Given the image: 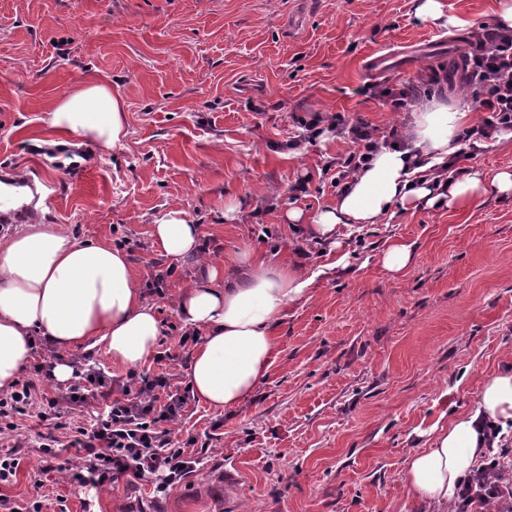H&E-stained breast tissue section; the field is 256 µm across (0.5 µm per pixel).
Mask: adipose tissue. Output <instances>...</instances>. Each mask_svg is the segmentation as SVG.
I'll return each instance as SVG.
<instances>
[{"label":"adipose tissue","mask_w":512,"mask_h":512,"mask_svg":"<svg viewBox=\"0 0 512 512\" xmlns=\"http://www.w3.org/2000/svg\"><path fill=\"white\" fill-rule=\"evenodd\" d=\"M463 119V113L429 99L411 113L405 146L381 148L334 205L310 217L290 210L288 222L305 223L314 239L332 242L340 226L377 224L398 209L438 202L465 207L486 195H512L510 169H472L440 185L429 166L411 167L416 154L439 165L459 153ZM48 122L59 133L104 150L121 145L128 135L123 99L99 78L86 79L62 96ZM153 237L172 259L201 246L196 225L179 209L155 221ZM310 284L300 263L244 259L234 273L223 276L211 267L186 288L178 301L179 318L203 336L188 364L193 397L217 409L241 407L276 361L275 329L286 304L302 297ZM159 335L155 309L124 252L79 241L58 224H29L0 237V389L28 365L35 337L59 353L101 348L137 368L153 357ZM492 424H512V366L483 383L474 410L432 427L429 447L411 457L403 479L421 512L454 499L460 481L485 455Z\"/></svg>","instance_id":"adipose-tissue-1"}]
</instances>
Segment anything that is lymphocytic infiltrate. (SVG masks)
<instances>
[{
  "mask_svg": "<svg viewBox=\"0 0 512 512\" xmlns=\"http://www.w3.org/2000/svg\"><path fill=\"white\" fill-rule=\"evenodd\" d=\"M468 73L463 83L483 117L462 130L461 141L492 139L512 130V30L484 26L482 36L466 54ZM301 142L322 136L326 128L354 140L353 151L336 156V181L346 187L354 175L369 165L381 141L368 123L344 113H310L300 119ZM60 356L41 358L27 376L0 391V435L16 431L21 419L37 416L51 421L52 430L41 437L42 454L55 460V469L68 481L91 490L115 483L120 477L145 482L164 492L180 485L201 463L197 437L180 438L174 426L181 422L191 401L189 387L174 384L169 372L158 374L129 370L113 380L92 355L71 357L73 380L68 386L53 383ZM84 451L86 466L76 470L61 460L60 451ZM500 456L486 457L475 474L465 478L458 493L459 512H483L491 501H512V489L497 479Z\"/></svg>",
  "mask_w": 512,
  "mask_h": 512,
  "instance_id": "f902f5d3",
  "label": "lymphocytic infiltrate"
}]
</instances>
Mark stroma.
I'll return each mask as SVG.
<instances>
[{
    "label": "stroma",
    "mask_w": 512,
    "mask_h": 512,
    "mask_svg": "<svg viewBox=\"0 0 512 512\" xmlns=\"http://www.w3.org/2000/svg\"><path fill=\"white\" fill-rule=\"evenodd\" d=\"M464 29L415 19L412 0H0V170L56 186L42 220L81 241H125L139 283L171 269L151 296L159 349L178 346L177 303L203 266L242 256L294 259L305 234L288 210L312 215L338 196L330 165L354 150L328 133L290 149L295 116L342 112L406 130L409 112L371 97L366 56L393 42H451L387 76L447 75L464 42L490 23L494 0H444ZM301 26H293V18ZM127 105L128 136L109 151L66 143L48 112L87 77ZM459 167L512 168V139L488 140ZM234 217H227L229 206ZM183 209L206 239L204 257H165L153 223ZM412 246L398 274L387 243ZM309 292L289 303L277 360L234 411L191 401L182 431L219 428L206 463L178 487L119 482L94 512H417L402 475L433 425L474 408L483 381L512 365V197L468 208L396 211L316 245ZM39 428L0 495L26 507L42 480V512H83L84 493L41 472Z\"/></svg>",
    "instance_id": "obj_1"
}]
</instances>
